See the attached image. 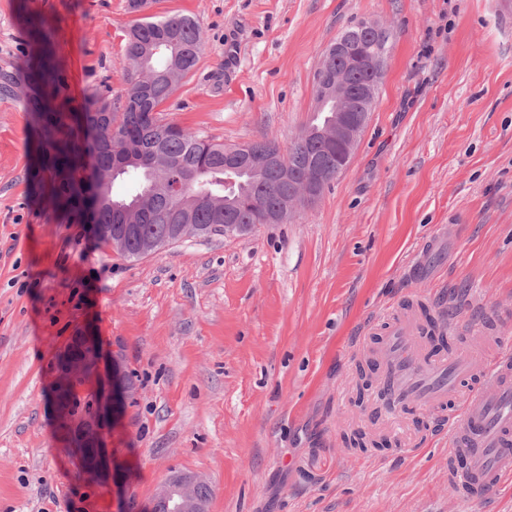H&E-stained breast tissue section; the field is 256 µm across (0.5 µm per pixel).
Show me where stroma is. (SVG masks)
<instances>
[{
  "label": "stroma",
  "mask_w": 512,
  "mask_h": 512,
  "mask_svg": "<svg viewBox=\"0 0 512 512\" xmlns=\"http://www.w3.org/2000/svg\"><path fill=\"white\" fill-rule=\"evenodd\" d=\"M25 2L51 31L73 106L129 87L128 0H0V68L23 71ZM500 0H151L193 17L195 68L165 120L216 141L289 146L315 108L321 54L347 26L391 33L348 166L285 224L188 236L138 259L56 220L33 193V116L0 95V512H151L201 476L208 512H512V482L448 492L439 410L382 428L358 390V338L403 301L466 342L512 337V14ZM131 386L107 445L120 483L62 446L55 356L80 328ZM361 432L371 446L351 447Z\"/></svg>",
  "instance_id": "stroma-1"
}]
</instances>
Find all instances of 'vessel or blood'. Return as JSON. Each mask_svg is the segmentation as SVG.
<instances>
[{"label": "vessel or blood", "mask_w": 512, "mask_h": 512, "mask_svg": "<svg viewBox=\"0 0 512 512\" xmlns=\"http://www.w3.org/2000/svg\"><path fill=\"white\" fill-rule=\"evenodd\" d=\"M421 322L391 315L376 325L377 356L387 371L395 407L449 406L448 479L470 501L512 479V342L430 356Z\"/></svg>", "instance_id": "vessel-or-blood-1"}]
</instances>
